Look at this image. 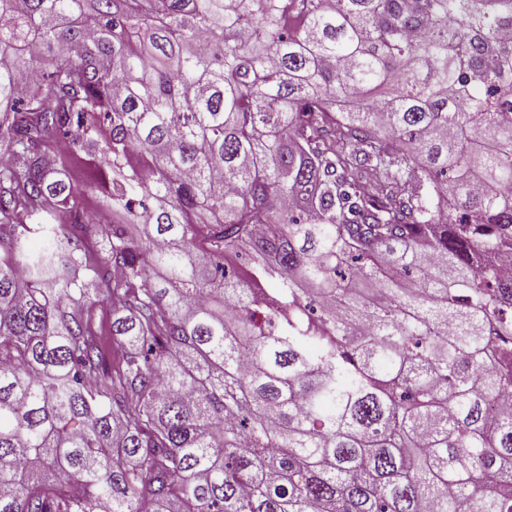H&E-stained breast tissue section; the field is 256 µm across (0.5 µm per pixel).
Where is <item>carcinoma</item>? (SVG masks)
<instances>
[{"label": "carcinoma", "instance_id": "carcinoma-1", "mask_svg": "<svg viewBox=\"0 0 512 512\" xmlns=\"http://www.w3.org/2000/svg\"><path fill=\"white\" fill-rule=\"evenodd\" d=\"M511 38L512 0H0V512H512ZM94 324L98 330L103 350L109 359L117 357L120 349L116 345L115 339L110 332L112 322V306L102 305L95 310Z\"/></svg>", "mask_w": 512, "mask_h": 512}]
</instances>
